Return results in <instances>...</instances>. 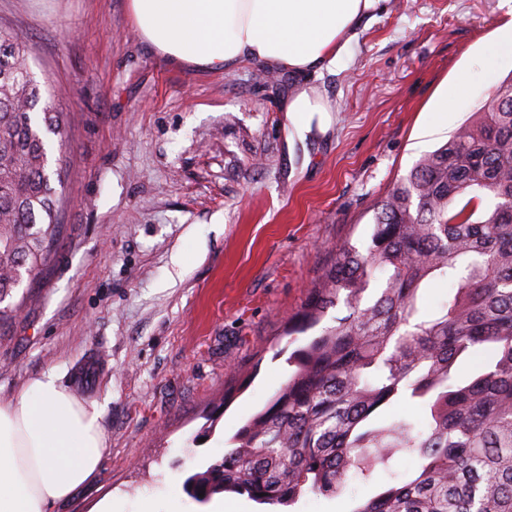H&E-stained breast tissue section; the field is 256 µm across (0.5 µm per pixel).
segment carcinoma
<instances>
[{"label":"carcinoma","instance_id":"1","mask_svg":"<svg viewBox=\"0 0 512 512\" xmlns=\"http://www.w3.org/2000/svg\"><path fill=\"white\" fill-rule=\"evenodd\" d=\"M31 58L0 28V323L62 230L48 172L62 114L42 100ZM441 279L448 300L430 313ZM340 303L347 315L292 352L280 391L185 491L289 508L307 493L336 497L349 474L368 481L404 452L413 475L352 512H512L511 75L393 185L366 249H336L288 320L291 342ZM402 401L418 416H394Z\"/></svg>","mask_w":512,"mask_h":512}]
</instances>
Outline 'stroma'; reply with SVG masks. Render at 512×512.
Instances as JSON below:
<instances>
[{
    "label": "stroma",
    "mask_w": 512,
    "mask_h": 512,
    "mask_svg": "<svg viewBox=\"0 0 512 512\" xmlns=\"http://www.w3.org/2000/svg\"><path fill=\"white\" fill-rule=\"evenodd\" d=\"M509 21L512 0H386L335 67L212 73L157 54L128 0H0L67 140L63 233L0 323V399L59 369L106 403L101 467L52 512L106 497L138 512L166 478L222 458L291 375L288 319L336 247L366 248L380 200L487 98L476 83L455 112L431 109ZM304 83L329 98L332 126L290 146L285 106ZM415 468L398 455L296 512H352Z\"/></svg>",
    "instance_id": "1"
}]
</instances>
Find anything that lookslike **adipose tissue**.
Here are the masks:
<instances>
[{
    "mask_svg": "<svg viewBox=\"0 0 512 512\" xmlns=\"http://www.w3.org/2000/svg\"><path fill=\"white\" fill-rule=\"evenodd\" d=\"M380 0H129L143 39L162 57L221 72L244 60L304 73L335 64L360 20ZM512 62V23L481 51V82ZM331 106L321 89L290 99L287 137L327 132ZM98 401L85 402L55 371L28 379L0 401V512H50L99 470L106 451Z\"/></svg>",
    "mask_w": 512,
    "mask_h": 512,
    "instance_id": "1",
    "label": "adipose tissue"
}]
</instances>
